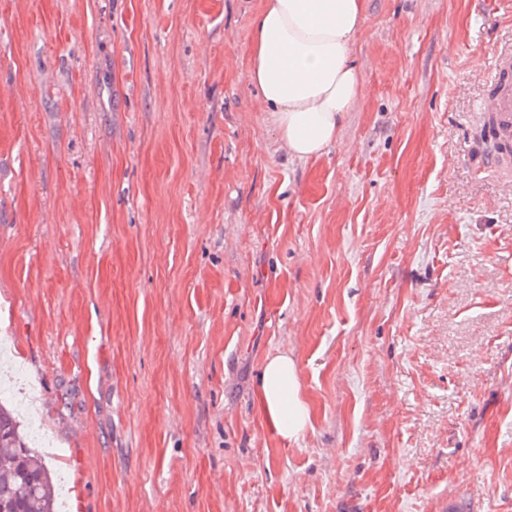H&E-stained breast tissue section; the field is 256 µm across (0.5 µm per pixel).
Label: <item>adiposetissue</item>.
Here are the masks:
<instances>
[{"instance_id": "adipose-tissue-1", "label": "adipose tissue", "mask_w": 512, "mask_h": 512, "mask_svg": "<svg viewBox=\"0 0 512 512\" xmlns=\"http://www.w3.org/2000/svg\"><path fill=\"white\" fill-rule=\"evenodd\" d=\"M363 11V0H267L255 21L249 79L293 157L321 156L335 141L343 113L357 102L351 53ZM258 402L283 439H297L306 430L310 410L288 353L267 358Z\"/></svg>"}]
</instances>
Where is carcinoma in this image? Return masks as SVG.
Instances as JSON below:
<instances>
[{
	"mask_svg": "<svg viewBox=\"0 0 512 512\" xmlns=\"http://www.w3.org/2000/svg\"><path fill=\"white\" fill-rule=\"evenodd\" d=\"M0 512H56L51 471L1 399Z\"/></svg>",
	"mask_w": 512,
	"mask_h": 512,
	"instance_id": "1",
	"label": "carcinoma"
}]
</instances>
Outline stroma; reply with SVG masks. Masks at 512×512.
<instances>
[{
    "mask_svg": "<svg viewBox=\"0 0 512 512\" xmlns=\"http://www.w3.org/2000/svg\"><path fill=\"white\" fill-rule=\"evenodd\" d=\"M266 0H0V352L68 512H512V0H365L293 157ZM280 352L311 420L257 386ZM482 114L492 115L497 123L501 139L512 142V87L503 86L497 94L488 97L482 107ZM258 402L265 419L285 440H295L310 422L299 368L293 357L282 352L268 357L261 373Z\"/></svg>",
    "mask_w": 512,
    "mask_h": 512,
    "instance_id": "obj_1",
    "label": "stroma"
}]
</instances>
